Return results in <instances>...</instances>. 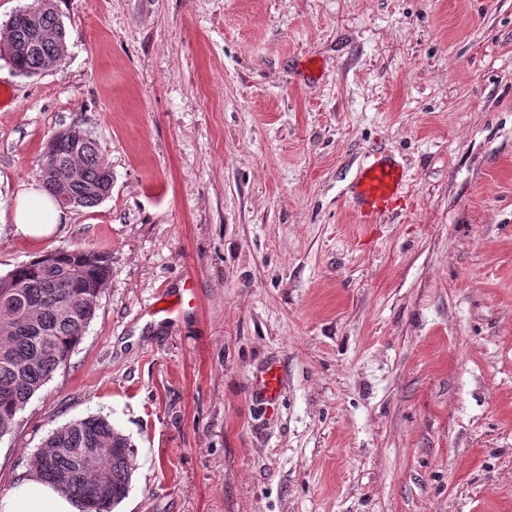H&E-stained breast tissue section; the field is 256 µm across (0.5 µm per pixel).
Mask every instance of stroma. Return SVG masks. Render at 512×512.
<instances>
[{"instance_id":"stroma-1","label":"stroma","mask_w":512,"mask_h":512,"mask_svg":"<svg viewBox=\"0 0 512 512\" xmlns=\"http://www.w3.org/2000/svg\"><path fill=\"white\" fill-rule=\"evenodd\" d=\"M54 5L63 63L0 60V276L75 245L111 273L0 437V495L100 415L134 446L114 512H512V0ZM73 126L109 197L17 234ZM376 150L409 193L366 224ZM188 276L177 320L150 317ZM67 220L55 202L35 184L18 195L12 213L16 232L31 238L51 234L58 224ZM260 397L269 405H273L279 398L280 375L276 368L271 367L263 372L258 380Z\"/></svg>"}]
</instances>
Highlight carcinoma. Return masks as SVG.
<instances>
[{"label":"carcinoma","instance_id":"carcinoma-1","mask_svg":"<svg viewBox=\"0 0 512 512\" xmlns=\"http://www.w3.org/2000/svg\"><path fill=\"white\" fill-rule=\"evenodd\" d=\"M66 53V30L53 0L15 13L0 59L38 76ZM42 187L65 194L72 209L98 206L112 190V171L96 140L73 127L53 135L42 163ZM108 258L62 247L0 277V437L52 375L66 365L96 316L110 277ZM134 451L107 419L90 416L52 431L37 448L34 472L74 499L80 512H112L129 491Z\"/></svg>","mask_w":512,"mask_h":512}]
</instances>
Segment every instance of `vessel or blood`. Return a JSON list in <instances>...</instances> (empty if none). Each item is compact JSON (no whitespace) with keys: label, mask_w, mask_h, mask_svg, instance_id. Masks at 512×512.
Listing matches in <instances>:
<instances>
[{"label":"vessel or blood","mask_w":512,"mask_h":512,"mask_svg":"<svg viewBox=\"0 0 512 512\" xmlns=\"http://www.w3.org/2000/svg\"><path fill=\"white\" fill-rule=\"evenodd\" d=\"M407 184L404 169L389 156L374 155L363 164L353 181V203L357 213L372 220L392 209L403 198ZM259 394L268 404H275L280 393V375L276 368H268L258 380Z\"/></svg>","instance_id":"1"}]
</instances>
